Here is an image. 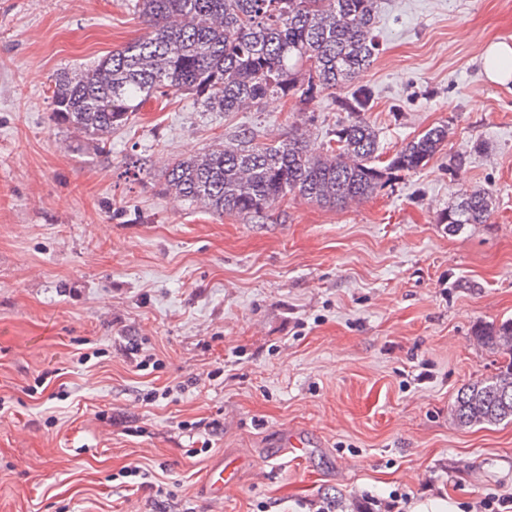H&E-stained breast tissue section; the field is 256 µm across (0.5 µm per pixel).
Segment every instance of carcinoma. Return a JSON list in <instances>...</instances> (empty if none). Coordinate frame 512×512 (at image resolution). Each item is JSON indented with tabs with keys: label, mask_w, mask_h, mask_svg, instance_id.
<instances>
[{
	"label": "carcinoma",
	"mask_w": 512,
	"mask_h": 512,
	"mask_svg": "<svg viewBox=\"0 0 512 512\" xmlns=\"http://www.w3.org/2000/svg\"><path fill=\"white\" fill-rule=\"evenodd\" d=\"M145 32L79 71L53 78V121L106 144L112 129L170 92L204 112H238L276 95L307 103L325 91L351 119L320 154L305 137L257 145L247 129L205 152L175 161L163 190L212 213L260 218L290 195L324 206L373 195L395 171L424 167L447 138L443 126L409 140L378 165L375 128L364 118L373 91L356 84L378 54V0H131ZM488 191L461 185L442 223L451 235L487 223ZM474 336L504 358L499 372L464 385L449 409L461 427L512 423V319L478 325Z\"/></svg>",
	"instance_id": "cac0c4a2"
}]
</instances>
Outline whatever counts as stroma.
<instances>
[{
    "label": "stroma",
    "mask_w": 512,
    "mask_h": 512,
    "mask_svg": "<svg viewBox=\"0 0 512 512\" xmlns=\"http://www.w3.org/2000/svg\"><path fill=\"white\" fill-rule=\"evenodd\" d=\"M143 32L126 0H0V512L512 500V424L448 414L502 363L474 326L512 319V92L479 64L512 38V0H380L358 78L380 158L433 126L444 146L359 202L290 196L259 219L173 201L169 165L244 128L303 129L319 152L347 113L326 93L225 114L173 94L102 151L55 125L54 74ZM464 184L492 215L452 235ZM220 455L243 474L215 504L200 486Z\"/></svg>",
    "instance_id": "obj_1"
}]
</instances>
